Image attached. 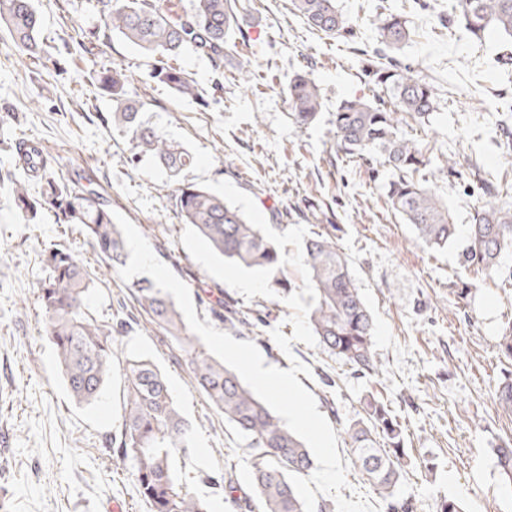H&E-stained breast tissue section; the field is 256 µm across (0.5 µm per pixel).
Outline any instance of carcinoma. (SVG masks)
<instances>
[{"label":"carcinoma","instance_id":"cac0c4a2","mask_svg":"<svg viewBox=\"0 0 512 512\" xmlns=\"http://www.w3.org/2000/svg\"><path fill=\"white\" fill-rule=\"evenodd\" d=\"M182 13L172 0H97L104 28L117 33L144 53L158 58L153 76L178 96L207 105V93L170 61L185 50L224 67L232 32L253 24L236 0H191ZM459 19L467 32L481 40L496 32L512 40V0H457ZM291 11L307 27L332 38L354 35V26L339 9L337 0H291ZM381 55L371 62L372 81L390 90L393 102L361 97L342 100L333 113L332 133L337 151L349 158L375 160L390 171L385 205L414 226L429 247L443 250L463 239L464 264L476 271H499L501 254L512 249V208L500 204L499 191L481 187L473 205L472 223H454L448 207L416 178L430 164L416 141L406 137L399 116L426 121L436 108V93L429 82L402 63L395 53L412 35L401 14H379L373 20ZM0 28L7 30L17 51L31 58L42 52L41 19L33 0H0ZM102 90L112 96V111L98 114L101 123L130 135L131 160L151 157L178 175L194 162L184 149L168 142L140 120L143 103L127 93L128 75L108 69L99 78ZM289 115L295 127L314 124L323 107L321 88L309 77L295 73L288 82ZM16 166L42 182V204L53 209L60 223L75 225L87 237L107 268L124 265L125 245L112 222L110 201L96 189L56 175L55 160L43 149L18 143ZM17 207L30 222L37 205L24 182L14 181ZM170 200L185 223L192 225L220 255L245 267H277L280 249L245 219L239 209L221 196L197 185H178ZM304 259L317 292L309 323L320 346L364 375L379 374L373 352V323L368 307L354 284L349 258L330 235L307 240ZM45 276L38 282V299L44 331L53 345L65 387L78 405H92L112 376V352L127 322L112 319L91 307L89 291L100 272L84 258L59 244L44 253ZM135 300L149 323L163 330L176 345V361L184 364L209 407L224 416L248 440L254 494L246 500L238 491L233 464L224 460V473L203 482L224 490L232 512H304L288 475L305 476L313 468L310 452L279 416L265 405L241 377L215 359L190 333L172 296L150 282L134 289ZM224 329L236 336L256 335L259 319L240 314L218 290L210 308ZM124 372L123 414L115 452L133 467L140 500L146 512H210L177 474L176 454L186 452L193 428L177 408L166 375L151 361L133 358ZM499 405L512 410V377L497 391ZM355 463L367 481L385 493L387 512H414L410 498L399 499L394 488L407 466L402 429L389 406L375 398L364 401L363 415L346 429ZM504 485L512 488V444L495 449Z\"/></svg>","mask_w":512,"mask_h":512}]
</instances>
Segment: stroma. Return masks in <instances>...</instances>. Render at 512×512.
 <instances>
[{
	"instance_id": "1",
	"label": "stroma",
	"mask_w": 512,
	"mask_h": 512,
	"mask_svg": "<svg viewBox=\"0 0 512 512\" xmlns=\"http://www.w3.org/2000/svg\"><path fill=\"white\" fill-rule=\"evenodd\" d=\"M240 3L254 23L231 36L223 72L190 52L176 62L210 90L203 108L153 79L154 58L119 34L95 57L84 55L81 41L104 30L96 0H35L46 61L19 54L0 30V107L15 112L14 121L0 127V173L13 170L16 142L29 139L55 159L57 173L92 177L152 250L179 254L173 272L187 284L198 320L208 318L209 292L218 281L181 243L172 179L150 159L132 164L127 137L97 118L112 109L99 72L124 69L145 119L192 153L182 182L229 181L252 196L276 231L301 225L311 235L331 232L348 255L372 316L378 375L354 374L318 346L295 342L284 354L269 335L276 328L292 335L291 309L277 298L237 301L240 310L262 317L259 329L269 341L259 350L266 364L286 369L295 359L310 368L299 381L315 396L350 465L344 498L358 491L373 506L385 505L353 465L345 434L364 398L373 396L401 423L410 464L396 493L412 498L416 512H436L444 496L471 512H512V492L502 486L495 456L499 445L512 443V411L497 403L500 381L512 374V359L498 346L503 329L512 326V285L501 276L512 270V251L502 256L499 272L476 273L461 265L458 246L426 247L414 227L386 207V178L374 175L372 162L337 153L329 123L342 99L389 100V91L364 74L365 58L378 46L370 20L380 12L405 13L416 33L398 57L434 86L437 99L430 124L408 118L402 125L432 160L426 179L460 225L471 221L480 182L501 185L504 203L512 206V146L502 136L504 126H512L505 109L512 101V65L499 62L503 52L512 53V42L494 32L476 41L449 24L456 0H338L348 18L368 19L350 40L309 30L288 0ZM242 65L250 72L245 84L238 79ZM300 69L324 96L320 120L302 130L286 102L288 78ZM217 82L223 89L216 94ZM451 158L460 161V176L442 174ZM55 243L96 259L89 241L59 223L53 210L23 220L10 183L0 184V512H112L116 504L122 512H145L130 463L108 444L121 422L123 366L134 355L151 359L167 376L194 427L187 470H217L229 456L240 487L248 488L245 439L212 413L170 346L147 327L118 273L106 274L90 297L98 311L120 306L130 317L113 350L112 377L95 405L70 399L35 293L43 253Z\"/></svg>"
}]
</instances>
